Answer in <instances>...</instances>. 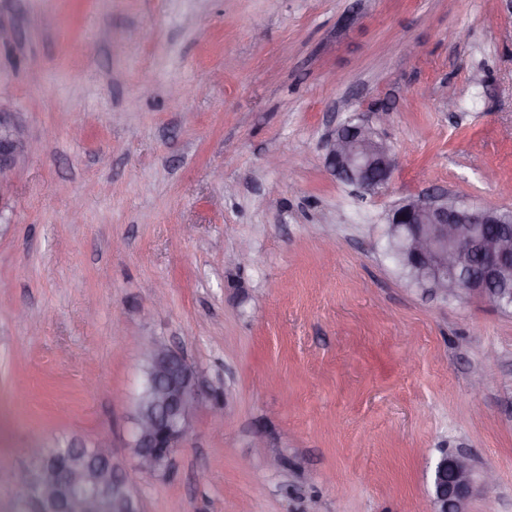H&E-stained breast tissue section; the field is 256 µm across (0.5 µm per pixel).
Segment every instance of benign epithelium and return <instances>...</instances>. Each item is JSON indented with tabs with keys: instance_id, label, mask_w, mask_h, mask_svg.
<instances>
[{
	"instance_id": "obj_1",
	"label": "benign epithelium",
	"mask_w": 512,
	"mask_h": 512,
	"mask_svg": "<svg viewBox=\"0 0 512 512\" xmlns=\"http://www.w3.org/2000/svg\"><path fill=\"white\" fill-rule=\"evenodd\" d=\"M34 149L22 123L12 113L0 112V199L9 188L10 173ZM324 150L329 170L360 193L385 184L396 168L391 148L369 121L343 122L325 139ZM498 213L446 194H423L394 208L388 226L419 287L448 302L477 297L493 303L499 298L493 283L512 273V229ZM489 224L501 225L493 238L484 232ZM146 358L151 368L141 398L147 407L134 410L129 448L141 472L152 475L169 464L190 430L192 410L209 393L195 367L165 341L151 342ZM491 480L488 471L475 476L466 455L445 454L435 467L422 512H468L476 488ZM16 481L30 490L28 512H134L129 483L113 469L107 436L70 444L35 486L26 470L16 474Z\"/></svg>"
}]
</instances>
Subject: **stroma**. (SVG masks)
<instances>
[{"label": "stroma", "instance_id": "obj_1", "mask_svg": "<svg viewBox=\"0 0 512 512\" xmlns=\"http://www.w3.org/2000/svg\"><path fill=\"white\" fill-rule=\"evenodd\" d=\"M0 110L41 143L0 200V512L31 446L102 434L138 512H420L447 452L512 512V312L386 251L418 195L512 210V0H0ZM353 114L398 159L362 200ZM135 336L211 393L151 477ZM371 122L348 119L324 141L329 170L360 193L384 185L396 168V158Z\"/></svg>", "mask_w": 512, "mask_h": 512}]
</instances>
